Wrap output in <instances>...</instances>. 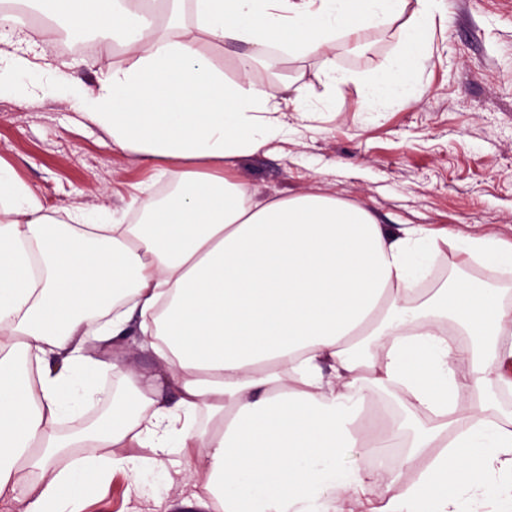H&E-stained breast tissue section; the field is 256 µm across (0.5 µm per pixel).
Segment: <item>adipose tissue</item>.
I'll return each mask as SVG.
<instances>
[{"mask_svg":"<svg viewBox=\"0 0 512 512\" xmlns=\"http://www.w3.org/2000/svg\"><path fill=\"white\" fill-rule=\"evenodd\" d=\"M32 2L49 31L62 20L80 34L139 30L132 63L97 90L62 74L57 90L113 145L168 163L180 192L144 201L137 224H55L0 165V499L67 512L88 478L169 469L209 512H323L339 496L359 512H512V414L482 394L512 383L491 371L512 363V302L470 282L417 302L440 241L510 279L512 244L393 233L323 194L260 200L234 174L288 134L276 89L249 80L270 45L323 54L332 88L348 80L326 54L337 36L404 20L396 52L359 80L383 112L412 94L442 0H194L195 28L177 37L146 30L145 0ZM227 40L249 47L236 80L208 55ZM447 320L471 344L449 338ZM132 324L161 372L113 357ZM108 365L122 396L61 436ZM465 384L474 404L461 417ZM375 386L406 390L432 419L411 442L426 462L397 495L350 462L400 432L358 430Z\"/></svg>","mask_w":512,"mask_h":512,"instance_id":"ef3b65f1","label":"adipose tissue"}]
</instances>
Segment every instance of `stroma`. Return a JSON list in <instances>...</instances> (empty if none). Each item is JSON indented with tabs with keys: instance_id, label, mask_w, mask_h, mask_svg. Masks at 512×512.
<instances>
[{
	"instance_id": "obj_1",
	"label": "stroma",
	"mask_w": 512,
	"mask_h": 512,
	"mask_svg": "<svg viewBox=\"0 0 512 512\" xmlns=\"http://www.w3.org/2000/svg\"><path fill=\"white\" fill-rule=\"evenodd\" d=\"M401 36L397 22L369 28L359 40L337 39L330 53L338 69L364 77L385 64ZM20 49L41 66L42 85L33 90L22 79L14 95L0 99V162L51 204L49 216L58 223H136L135 187L155 197L169 187L168 178L110 145L55 90L60 72L96 89L103 72L127 66L131 53L104 34L0 28V54ZM250 79L301 94L312 105L306 115L283 108L287 140L239 161L237 177L257 196L323 193L367 208L392 231L423 225L512 244V0H446L417 64L412 96L386 112L368 111L355 81L326 88L318 55L279 54L274 68H256ZM456 279L512 296V279L441 246L424 287L432 294ZM370 400L405 432L430 423L394 388H374ZM192 491L159 472L141 476L134 490L117 473L74 509L203 512Z\"/></svg>"
}]
</instances>
